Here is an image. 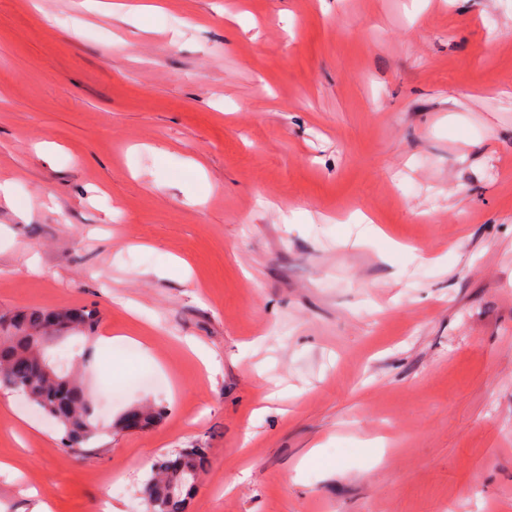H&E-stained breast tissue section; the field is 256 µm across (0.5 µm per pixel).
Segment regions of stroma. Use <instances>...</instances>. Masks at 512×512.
<instances>
[{
  "instance_id": "stroma-1",
  "label": "stroma",
  "mask_w": 512,
  "mask_h": 512,
  "mask_svg": "<svg viewBox=\"0 0 512 512\" xmlns=\"http://www.w3.org/2000/svg\"><path fill=\"white\" fill-rule=\"evenodd\" d=\"M5 180L0 314L163 414L0 389V512H512V0H0ZM61 312L64 321H69L73 330L86 335L85 337L90 339V334L97 324L95 311L91 309H63ZM203 466L204 456L199 448L184 450L175 458L157 463L144 484L148 512H183L185 496ZM172 483L175 486L170 490Z\"/></svg>"
}]
</instances>
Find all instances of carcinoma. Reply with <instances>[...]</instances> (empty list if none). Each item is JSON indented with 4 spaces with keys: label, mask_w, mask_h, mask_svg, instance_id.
Instances as JSON below:
<instances>
[{
    "label": "carcinoma",
    "mask_w": 512,
    "mask_h": 512,
    "mask_svg": "<svg viewBox=\"0 0 512 512\" xmlns=\"http://www.w3.org/2000/svg\"><path fill=\"white\" fill-rule=\"evenodd\" d=\"M62 317L73 330L86 336L97 324L96 312L91 309H64ZM8 318L13 321L14 333L0 341V388L23 394L58 424L67 448L83 450L102 433L94 395L82 388L74 369L68 371L64 382L36 373L39 353L32 349L29 338L46 326L50 313L33 307L11 313ZM203 466L204 456L198 448L157 463L144 484L149 512H184L185 494L193 488Z\"/></svg>",
    "instance_id": "1"
}]
</instances>
